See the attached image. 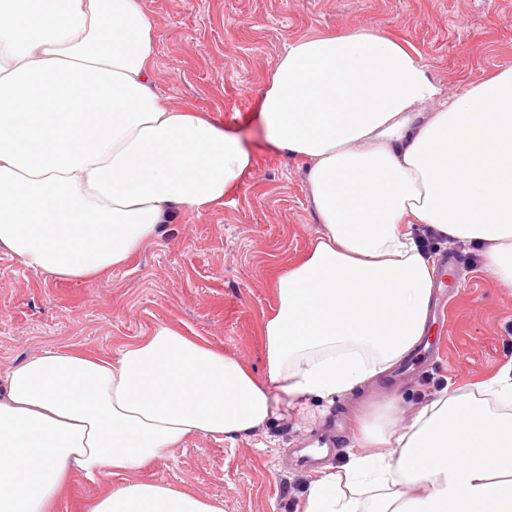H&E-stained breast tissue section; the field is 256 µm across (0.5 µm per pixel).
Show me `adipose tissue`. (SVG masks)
<instances>
[{
	"instance_id": "adipose-tissue-1",
	"label": "adipose tissue",
	"mask_w": 512,
	"mask_h": 512,
	"mask_svg": "<svg viewBox=\"0 0 512 512\" xmlns=\"http://www.w3.org/2000/svg\"><path fill=\"white\" fill-rule=\"evenodd\" d=\"M156 48L144 0H0V250L93 279L253 168L234 130L157 93ZM257 119L273 151L305 162L320 224L276 277L265 378L168 322L114 357L45 350L0 382V512H55L75 474L109 484L88 512H224L142 473L190 437L252 435L276 394L329 401L414 352L436 272L424 230L482 247L512 288V66L450 98L391 34L304 36ZM398 404L298 512H512V372L479 397L441 390L403 428Z\"/></svg>"
}]
</instances>
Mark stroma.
<instances>
[{"label": "stroma", "instance_id": "obj_1", "mask_svg": "<svg viewBox=\"0 0 512 512\" xmlns=\"http://www.w3.org/2000/svg\"><path fill=\"white\" fill-rule=\"evenodd\" d=\"M157 32L158 93L240 130L254 168L210 212L182 213L155 244L92 282L59 280L0 251V378L44 350L113 353L155 324L179 323L265 376L262 320L276 306L273 272L294 263L320 228L305 164L269 149L255 114L260 92L293 39L355 29L391 33L418 51L454 95L512 65V0H144ZM445 312L430 317L435 365L405 377L382 374L363 392L302 408L280 405L266 429L233 441L206 436L170 449L152 479L202 497L224 512H296L313 478L297 469L303 447L331 414L348 417L331 467L344 465L363 424L385 397L411 408L444 386L476 391L512 363V292L482 266L438 276Z\"/></svg>", "mask_w": 512, "mask_h": 512}]
</instances>
